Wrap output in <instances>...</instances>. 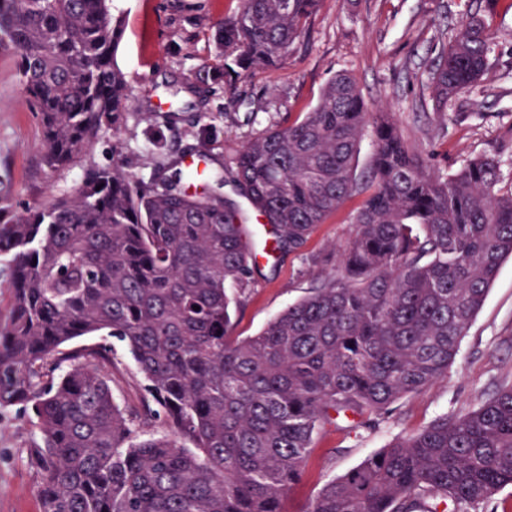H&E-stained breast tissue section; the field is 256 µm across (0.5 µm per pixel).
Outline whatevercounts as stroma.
Here are the masks:
<instances>
[{"instance_id": "stroma-1", "label": "stroma", "mask_w": 512, "mask_h": 512, "mask_svg": "<svg viewBox=\"0 0 512 512\" xmlns=\"http://www.w3.org/2000/svg\"><path fill=\"white\" fill-rule=\"evenodd\" d=\"M240 0H109L124 24L115 61L133 89L126 124L105 134L69 168L42 161V131L20 90L15 57L0 55V207L22 211L70 191L88 164H120L136 176L152 170L151 142L164 137L182 159L208 152L235 154L276 123L295 122L316 104L336 73H351L368 111L391 112L406 143L450 173L472 157L500 153L512 178V0H501L487 23L491 70L473 91L435 112L422 81L451 30L479 0H322L284 65L264 69L233 92L203 96L191 85L209 59V35L235 15ZM364 196L348 197L320 224L299 253L281 255L241 297L234 334L262 331L279 313L308 296L321 279L316 256L336 255L347 243ZM111 388L117 405L141 411L144 381L121 342H113ZM512 383V257H506L486 300L462 337L445 377L367 420L340 418L314 440L303 480L283 499L284 512H307L320 488L394 438L418 432L443 415L478 407ZM40 435L17 409L0 414V512H41L39 470L30 451Z\"/></svg>"}]
</instances>
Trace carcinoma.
<instances>
[{"label": "carcinoma", "instance_id": "1", "mask_svg": "<svg viewBox=\"0 0 512 512\" xmlns=\"http://www.w3.org/2000/svg\"><path fill=\"white\" fill-rule=\"evenodd\" d=\"M320 0H241L217 26L201 88L235 89L283 64ZM484 0L453 29L430 71L438 111L489 68ZM122 22L108 0H0V53L42 128L51 170L81 160L124 124L133 92L114 61ZM374 153L350 239L321 284L260 333L233 335L228 288L262 274L226 175L264 220L276 255L301 250L358 189L352 161ZM177 160L149 180L92 165L35 210H0L11 308L0 323V413L36 425L31 463L42 512H284L315 434L336 417L381 416L443 377L502 260L512 255V182L487 153L442 174L411 150L389 112H369L354 77L328 80L300 121L248 140L233 166ZM125 343L145 382L126 418L106 367L62 346ZM70 366L62 371L60 367ZM164 417L170 433L133 425ZM512 485V384L479 407L395 438L325 483L307 512H478Z\"/></svg>", "mask_w": 512, "mask_h": 512}]
</instances>
